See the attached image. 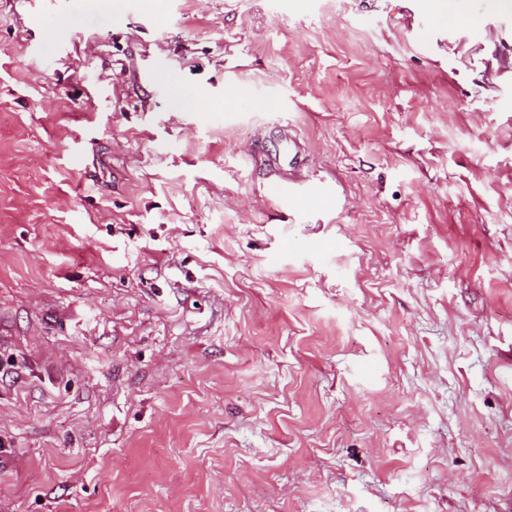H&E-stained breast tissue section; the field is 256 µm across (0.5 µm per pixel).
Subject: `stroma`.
<instances>
[{"mask_svg": "<svg viewBox=\"0 0 512 512\" xmlns=\"http://www.w3.org/2000/svg\"><path fill=\"white\" fill-rule=\"evenodd\" d=\"M325 1L0 0V512H512V11Z\"/></svg>", "mask_w": 512, "mask_h": 512, "instance_id": "stroma-1", "label": "stroma"}]
</instances>
